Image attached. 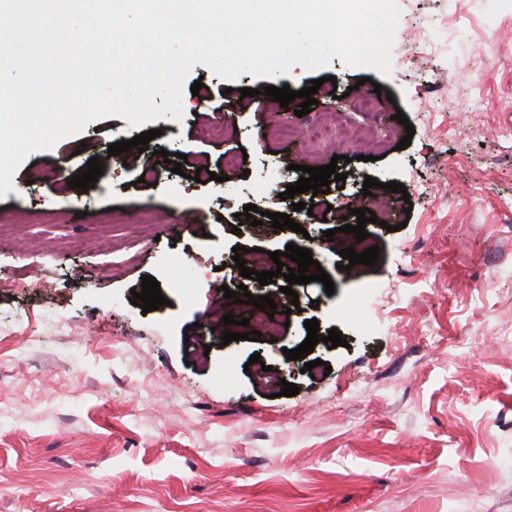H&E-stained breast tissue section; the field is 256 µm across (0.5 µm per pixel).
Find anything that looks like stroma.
I'll return each mask as SVG.
<instances>
[{
	"label": "stroma",
	"mask_w": 512,
	"mask_h": 512,
	"mask_svg": "<svg viewBox=\"0 0 512 512\" xmlns=\"http://www.w3.org/2000/svg\"><path fill=\"white\" fill-rule=\"evenodd\" d=\"M398 4L390 76L335 57L231 82L197 64L188 79L203 86L184 90L182 119L139 129L107 116L28 155L0 199V214L42 215L0 239V512H512V0ZM317 79L312 117L398 141L400 111L415 134L376 161L362 146L341 160L322 150L319 165L346 180L326 193L337 207L311 215L293 208L310 193L281 197L307 152L270 134L301 125L298 104L262 90ZM377 88L394 97L378 126L355 106ZM218 120L213 141L204 131ZM144 129L159 135L109 155ZM161 148L185 154L180 173ZM228 155L238 173L223 182ZM94 157V188L49 176ZM145 168L154 180L140 181ZM369 176L410 198L386 193L396 231L367 224L380 257L344 272L354 236L342 226L356 224ZM274 212L303 233L273 228ZM329 229L333 249L312 258L331 295L316 281L291 297L281 277L257 286L231 259L237 247L303 248ZM146 275L166 298L148 313L129 301ZM243 283L274 300L276 337L244 339L250 307L221 292ZM362 287L370 296L347 314ZM227 315L240 338L226 345ZM313 318L343 346L287 360ZM254 354L269 372H245ZM286 381L297 395H281Z\"/></svg>",
	"instance_id": "35a3bbf8"
}]
</instances>
